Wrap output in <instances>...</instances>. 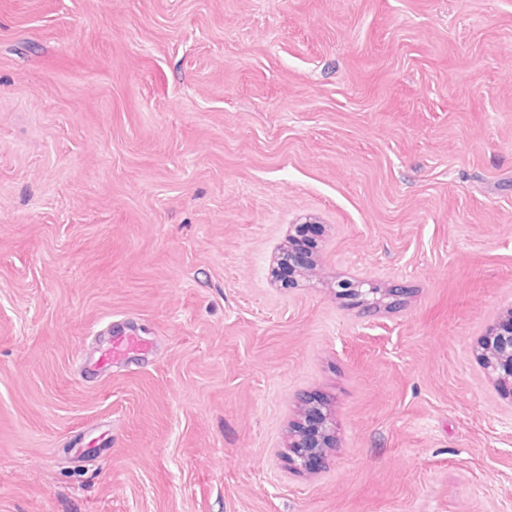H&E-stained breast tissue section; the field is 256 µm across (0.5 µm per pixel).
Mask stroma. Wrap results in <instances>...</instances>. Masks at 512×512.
Instances as JSON below:
<instances>
[{"instance_id":"35a3bbf8","label":"stroma","mask_w":512,"mask_h":512,"mask_svg":"<svg viewBox=\"0 0 512 512\" xmlns=\"http://www.w3.org/2000/svg\"><path fill=\"white\" fill-rule=\"evenodd\" d=\"M510 309L512 0H0V512H512ZM479 348L485 375L512 396V309L487 326ZM148 349L149 345L134 333L117 334L98 348L89 364L101 370L110 369L113 364L128 358L131 353ZM308 425L292 442V462L296 470H317L325 459V448H334L330 414L317 406L307 409Z\"/></svg>"}]
</instances>
